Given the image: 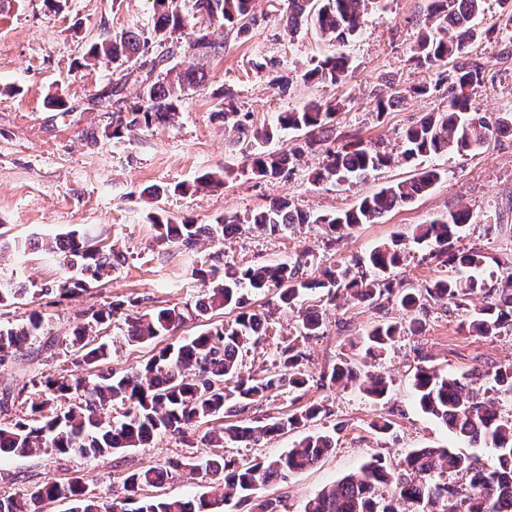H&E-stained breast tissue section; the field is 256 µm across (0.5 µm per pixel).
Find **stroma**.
Returning <instances> with one entry per match:
<instances>
[{"mask_svg": "<svg viewBox=\"0 0 512 512\" xmlns=\"http://www.w3.org/2000/svg\"><path fill=\"white\" fill-rule=\"evenodd\" d=\"M428 4L429 0H381L344 48L351 61L350 76L331 85L302 81L304 72L334 55L337 48L311 27L289 36L287 0H256L257 20L245 34L219 19L204 23L194 0H182L187 33L207 27L212 40L223 43L224 53L211 58L204 86L185 97L174 125L136 128L116 139L112 136L115 107L102 94L122 74L125 100L135 102L140 63L90 66L87 51L109 31L149 34L152 0H0V228L8 238L22 242L42 234L91 228L106 242L117 243L126 256L125 263L106 279L79 295L28 296L0 306V326L26 322L32 312L39 311L57 341L52 357L12 360L0 366V383L21 385L63 368L72 330L90 307L137 298L147 311L199 299L204 285L194 270L212 248L204 244L187 255L157 245L147 217L149 207L141 198L145 188L190 183L206 172L220 174L224 184L219 189L171 195L160 203L162 215L210 224L227 213L255 211L277 196L287 197L293 208L307 213L348 209L384 184L413 176L420 162L392 164L361 182L316 185L310 174L324 155L314 152L296 163L288 178L273 182L251 178L244 168L242 148L232 145L217 109L221 94L231 92L236 111L249 114L250 126L259 128L271 125L278 113L308 101H339L344 105L336 117L342 136L398 152L404 129L446 104L437 93L407 98L381 115L375 111L377 98L387 95L390 87L409 88L433 78L432 72L411 60ZM499 14L498 0H486L480 28L488 32ZM502 50V41L489 32L469 49L470 57L487 69L485 85L471 99L477 111H512V57ZM49 95L62 98V107L46 108L44 99ZM432 163L440 168L441 178L425 196L395 208L380 223L361 226L335 249L326 247L314 225L279 235L246 229L225 239L224 260L247 266L302 257L311 273L329 262L365 256L394 234L409 232L432 217L467 208L475 222L466 227L457 249L478 247L497 257L501 266L511 265L512 134L492 139L479 151L442 155ZM499 219L504 220L505 230H495ZM407 249L406 260L391 275L394 284L416 287L444 275V268L429 262L427 246L411 243ZM61 274L57 264L30 248L0 257V278L42 284ZM275 303L271 291L248 298L250 307H269L274 315L271 337L245 355L246 370L271 363L277 342L296 333V316L277 310ZM468 316V311L450 304L429 306L423 332L398 339L373 368L389 382L384 402H373L352 388L311 389L309 400H322L331 411L329 417L311 424V431L334 428L339 440L333 453L316 466L266 490V497L280 500L277 512H302L307 499L358 470L374 455L395 461L414 448L449 447L480 462L489 461L491 449L471 448L423 414L412 387L413 374L425 357L450 372L512 364V330L491 340L471 336L461 328ZM324 318L323 335L303 344L306 367L316 379L349 353L350 340L369 325L401 321L405 315L394 303L379 309L339 303L327 307ZM387 411L394 421L391 430L374 432L372 422ZM201 434L195 427L184 435H160L144 447L91 462L44 453L3 458L0 497L44 479L63 481L75 475L106 497L121 488L130 471L189 455L217 457V449L203 444Z\"/></svg>", "mask_w": 512, "mask_h": 512, "instance_id": "stroma-1", "label": "stroma"}]
</instances>
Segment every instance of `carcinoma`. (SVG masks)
Instances as JSON below:
<instances>
[{"mask_svg":"<svg viewBox=\"0 0 512 512\" xmlns=\"http://www.w3.org/2000/svg\"><path fill=\"white\" fill-rule=\"evenodd\" d=\"M169 8L153 7L152 38L169 43L167 54L142 62L145 68L137 103L117 109L112 137L122 138L133 128H159L175 122L182 97L205 81L207 59L224 51L205 32L188 42L193 61L170 64L183 38L185 23L178 0ZM380 0H288V35L295 36L312 25L322 37L343 46L355 38L368 10ZM255 0H195L196 11L207 18L220 17L244 33L256 22ZM429 12L437 18L425 27L413 49L411 60L437 78L409 89H392L377 101L383 114L395 102L416 95L442 92L448 105L431 112L402 135L401 155L408 161L448 153L466 154L491 138L512 132V112L481 113L471 110L472 91L485 84L486 67L468 55V47L490 33L512 45V0H502L498 21L482 31L476 19L484 13V0H430ZM148 40L124 30L107 32L88 50V64L99 61L117 64L144 55ZM453 60L452 70L441 67ZM350 59L342 52L319 62L304 74L308 80L336 84L349 75ZM343 105L311 101L300 109L278 115L276 129L252 131L247 166L256 179L278 180L289 176L295 161L309 150L325 149L322 166L311 175L316 184H341L365 178L391 163V156L375 145L357 139L346 140L336 128V116ZM297 131L304 138L287 151L263 149L278 131ZM441 177L435 166L420 169L412 178L384 185L342 211L307 213L288 200L275 198L245 217L226 214L213 224L177 223L151 213L154 239L184 251L207 241L222 248L224 239L240 230L279 234L296 225L315 224L324 230L328 245L351 234L363 224H376L397 206L424 195ZM187 187L153 186L145 194L156 204L164 196L184 194ZM475 223L473 212L460 209L416 225L413 241L431 245L429 259L451 267L444 275L416 288L395 290L390 281L406 252L400 234L376 246L365 258L348 263L333 262L319 275H309L304 262L264 263L219 268L203 263L195 273L207 284L202 298L194 304L174 303L151 311L138 310L134 298L112 301L85 312L86 322L73 331L71 367L50 371L30 384L0 387V410L15 414L0 424V456L26 457L36 452L78 455L96 459L120 448H138L154 437L183 434L199 423L218 418L228 422L204 432L202 441L211 448L230 445L256 446L268 437L279 436L331 415L321 401H311L295 411L280 412L266 421L255 420L248 411L285 389L300 399L311 388L305 361L308 355L299 339L320 335L322 307L307 304V296L319 292L333 302L343 297L355 304L380 306L394 302L408 315L404 322H378L363 331L351 346L358 348L361 363L368 365L401 336H417L424 330V316L430 302L468 305L470 296L482 294L484 304L467 322L471 336L492 339L512 328V273L498 283L486 278L488 256L478 247L453 250L465 226ZM29 246L56 258L63 275L56 281L20 286L0 279V305L39 293L55 291L75 294L93 282H100L125 261L117 245L108 246L84 231L73 229L53 237L36 239ZM276 289V306L297 313L298 336L277 343L271 365L256 373L242 370L243 356L266 339L272 310L250 309L244 292L262 294ZM236 312L229 325L211 324L176 346L160 348L145 365L124 371L104 369L112 357L108 343L98 342L100 331L121 315L128 341L153 343L191 320H203L214 311ZM42 314H32L18 326L0 327V364L10 358L40 355L54 347V340ZM425 364L416 368L413 387L421 411L439 421L458 439L473 447L493 450L491 462L479 465L467 455L448 448H415L397 462L375 456L357 471L349 473L327 489L309 498L303 512H512V419L501 415L493 398L480 396L478 381L492 380L501 394L512 395V364L493 370L473 369L448 373ZM331 384L354 385L369 399L383 400L389 384L380 375H359L351 357L339 359L331 372L322 375ZM306 434L292 448L275 458L239 462L227 456L206 461L193 457L169 459L128 473L122 491L102 498L88 490L80 477L65 482L46 480L27 487L14 497H0V512H43L48 502L67 501L68 512H223V507L253 504L258 512H275L273 499H261L262 491L289 474L317 464L336 448V431ZM203 472L212 492L196 500L144 494L158 488L181 472ZM464 474L465 487L448 484L446 474Z\"/></svg>","mask_w":512,"mask_h":512,"instance_id":"obj_1","label":"carcinoma"}]
</instances>
